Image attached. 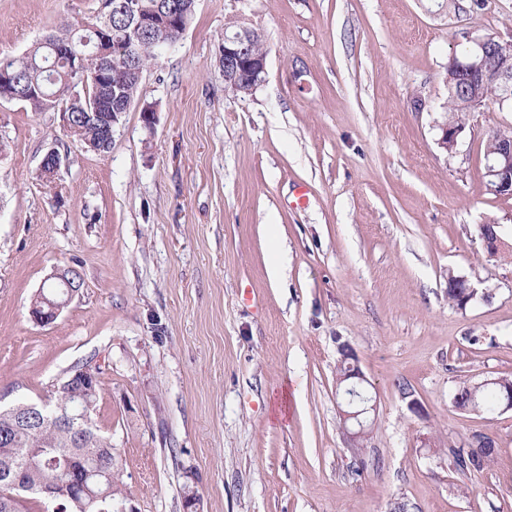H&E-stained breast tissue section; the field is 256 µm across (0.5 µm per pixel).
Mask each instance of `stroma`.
Here are the masks:
<instances>
[{
	"mask_svg": "<svg viewBox=\"0 0 512 512\" xmlns=\"http://www.w3.org/2000/svg\"><path fill=\"white\" fill-rule=\"evenodd\" d=\"M98 5L0 0V56ZM240 23L268 49L246 98L218 64ZM464 29L512 41V0L456 16L447 0H198L108 153L58 111L0 101V407L96 369L115 512H185L188 490L196 512H512V410L453 403L461 382L512 378V198L482 178L512 110L472 113L453 157L437 144ZM52 148L66 163L47 187ZM482 224L500 225L497 252ZM69 266L79 296L34 322L45 277ZM452 274L486 299L449 306ZM344 343L376 405L357 455ZM475 434L496 454L459 472L448 451Z\"/></svg>",
	"mask_w": 512,
	"mask_h": 512,
	"instance_id": "35a3bbf8",
	"label": "stroma"
}]
</instances>
